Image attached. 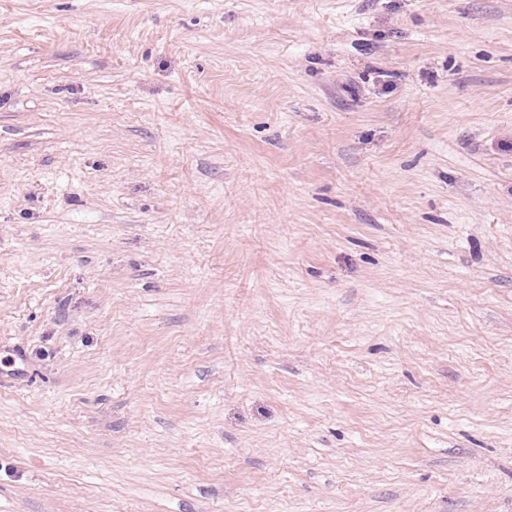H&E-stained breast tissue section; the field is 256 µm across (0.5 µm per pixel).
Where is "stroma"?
<instances>
[{"instance_id":"stroma-1","label":"stroma","mask_w":512,"mask_h":512,"mask_svg":"<svg viewBox=\"0 0 512 512\" xmlns=\"http://www.w3.org/2000/svg\"><path fill=\"white\" fill-rule=\"evenodd\" d=\"M0 512H512V0H0Z\"/></svg>"}]
</instances>
